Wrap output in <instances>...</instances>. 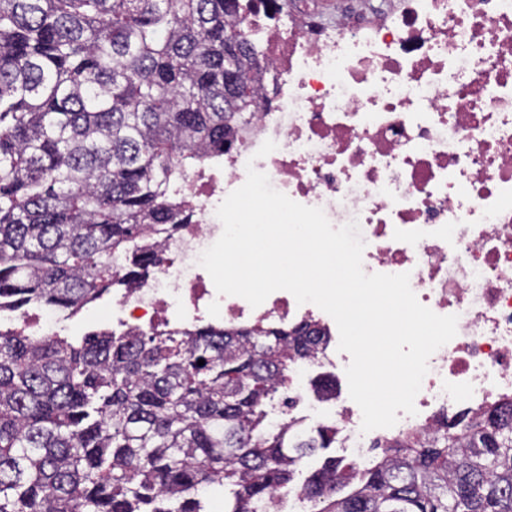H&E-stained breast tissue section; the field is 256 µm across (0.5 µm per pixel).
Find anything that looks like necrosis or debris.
I'll list each match as a JSON object with an SVG mask.
<instances>
[{"instance_id": "4bbe7bcc", "label": "necrosis or debris", "mask_w": 512, "mask_h": 512, "mask_svg": "<svg viewBox=\"0 0 512 512\" xmlns=\"http://www.w3.org/2000/svg\"><path fill=\"white\" fill-rule=\"evenodd\" d=\"M314 0H246L236 17L265 62L263 101L222 158L185 173L192 220L163 260L113 293L117 326L145 332L309 322L329 341L290 375L291 407L325 414L353 460L440 417L512 398V0H400L366 20H319ZM276 148L257 152L266 140ZM333 227L358 222L366 273H409L418 300L457 316L429 359L416 415L362 431L341 394L311 395L313 368L350 362L334 319L280 290L260 306L218 294L201 254L222 234L216 210L248 168Z\"/></svg>"}]
</instances>
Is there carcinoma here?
<instances>
[{
	"label": "carcinoma",
	"mask_w": 512,
	"mask_h": 512,
	"mask_svg": "<svg viewBox=\"0 0 512 512\" xmlns=\"http://www.w3.org/2000/svg\"><path fill=\"white\" fill-rule=\"evenodd\" d=\"M239 0H0V304L67 309L140 281L184 226L183 170L253 111ZM311 325L192 333L0 331V512H278L336 442L266 406L321 343ZM205 364L198 365V360ZM318 512H512V401L327 460Z\"/></svg>",
	"instance_id": "cac0c4a2"
}]
</instances>
